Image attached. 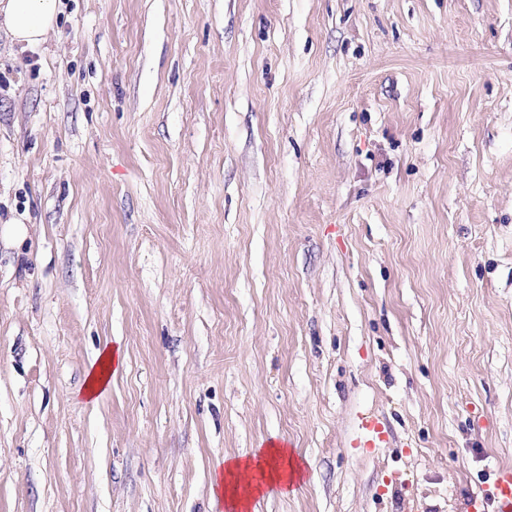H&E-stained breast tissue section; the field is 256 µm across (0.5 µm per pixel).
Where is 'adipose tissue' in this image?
<instances>
[{"label":"adipose tissue","instance_id":"1","mask_svg":"<svg viewBox=\"0 0 512 512\" xmlns=\"http://www.w3.org/2000/svg\"><path fill=\"white\" fill-rule=\"evenodd\" d=\"M59 13L60 0H0V27L20 50H32L55 30ZM302 475L303 469L293 453L271 443L259 449L252 460L225 458L215 485L227 507L243 512L255 494L274 486L291 488Z\"/></svg>","mask_w":512,"mask_h":512}]
</instances>
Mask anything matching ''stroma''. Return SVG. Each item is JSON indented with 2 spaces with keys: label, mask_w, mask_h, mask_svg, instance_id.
Segmentation results:
<instances>
[{
  "label": "stroma",
  "mask_w": 512,
  "mask_h": 512,
  "mask_svg": "<svg viewBox=\"0 0 512 512\" xmlns=\"http://www.w3.org/2000/svg\"><path fill=\"white\" fill-rule=\"evenodd\" d=\"M269 441L306 478L249 512H464L512 470V0L0 29V512H227ZM118 363L119 358L112 350V345L101 349L97 360L87 370L83 388L76 395L87 400L104 395L110 387L114 366Z\"/></svg>",
  "instance_id": "stroma-1"
}]
</instances>
